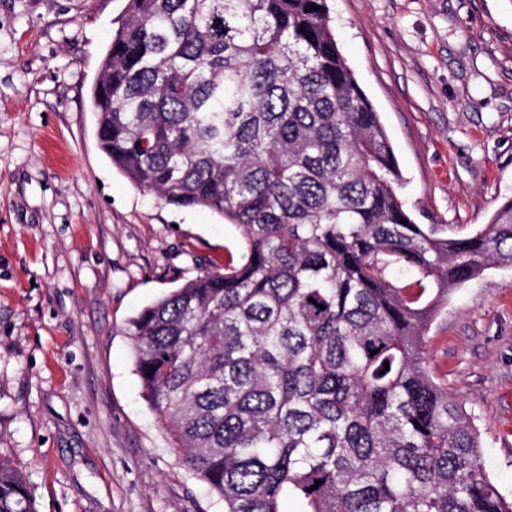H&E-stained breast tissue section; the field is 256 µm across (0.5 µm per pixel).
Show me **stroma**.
<instances>
[{
  "label": "stroma",
  "mask_w": 512,
  "mask_h": 512,
  "mask_svg": "<svg viewBox=\"0 0 512 512\" xmlns=\"http://www.w3.org/2000/svg\"><path fill=\"white\" fill-rule=\"evenodd\" d=\"M126 0H0V456L36 512H224L140 395L125 324L246 255L99 147L89 89ZM416 223L465 235L512 198V0H329ZM512 496V269L452 293L428 332Z\"/></svg>",
  "instance_id": "35a3bbf8"
}]
</instances>
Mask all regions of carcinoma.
<instances>
[{
	"label": "carcinoma",
	"instance_id": "carcinoma-1",
	"mask_svg": "<svg viewBox=\"0 0 512 512\" xmlns=\"http://www.w3.org/2000/svg\"><path fill=\"white\" fill-rule=\"evenodd\" d=\"M90 101L113 166L246 251L126 323L224 512H512L427 351L452 290L512 268V199L464 236L415 222L327 0H127ZM0 512H36L3 458Z\"/></svg>",
	"mask_w": 512,
	"mask_h": 512
}]
</instances>
